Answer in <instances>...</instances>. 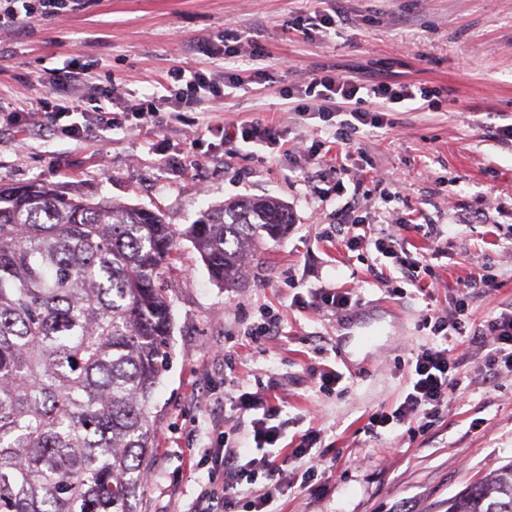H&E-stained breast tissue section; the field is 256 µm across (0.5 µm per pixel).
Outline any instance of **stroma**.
I'll return each mask as SVG.
<instances>
[{"mask_svg": "<svg viewBox=\"0 0 512 512\" xmlns=\"http://www.w3.org/2000/svg\"><path fill=\"white\" fill-rule=\"evenodd\" d=\"M336 8L344 23L312 28L315 11ZM219 35L242 53L201 51ZM325 65L431 95L415 108L372 99L368 108L384 127L342 133L304 110L305 87ZM177 66L237 76L244 86L172 115L167 126L113 130L106 145L93 131L73 141L0 129V185L40 181L154 210L178 228L239 198L271 197L290 212L287 235L268 242L236 288L213 283L189 242L175 250L165 273L171 358L150 418L152 480L133 512H185L207 483L197 451L215 418L229 426L237 417L224 402L228 352L240 380L273 386L284 398L287 436L321 432L322 468L306 480L305 462L290 464L279 512H446L450 497L512 463V372L489 369L486 349L472 340L512 310V141L492 133L512 124V0H80L59 20L28 19L0 35V108L57 102L48 73L83 68L116 91L87 110L119 112L125 84L139 98L155 95ZM258 114L285 139L346 156L349 176L271 148L243 159L206 129L220 123L231 132ZM340 209L370 226L371 243L351 251L340 237L325 238ZM427 224L433 237L424 234ZM395 230L418 251L432 250L435 275L425 290L378 258L374 239ZM487 271L494 287H463L469 274ZM323 288L354 292L362 309L384 301L397 310L380 347L352 369L340 360L336 317L314 308ZM460 299L468 303L465 333L448 340L461 378L455 401L425 431L368 433L369 416L400 402L409 363L433 340L423 316ZM265 312L279 318L282 336L244 341V329ZM314 367L344 378L324 391Z\"/></svg>", "mask_w": 512, "mask_h": 512, "instance_id": "35a3bbf8", "label": "stroma"}]
</instances>
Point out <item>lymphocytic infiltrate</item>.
Returning a JSON list of instances; mask_svg holds the SVG:
<instances>
[{
	"label": "lymphocytic infiltrate",
	"mask_w": 512,
	"mask_h": 512,
	"mask_svg": "<svg viewBox=\"0 0 512 512\" xmlns=\"http://www.w3.org/2000/svg\"><path fill=\"white\" fill-rule=\"evenodd\" d=\"M70 8L71 0H7L6 7L0 11V27L16 25L33 16L51 20ZM47 82L54 89H71V96L55 106L43 99L27 112H1L0 121L10 126H50L75 141L93 128L101 140H109L113 127L119 125L120 120L116 117L100 120L83 111L79 93L89 84L87 72L54 73ZM166 83L165 94L139 103L133 114L136 127L166 125L167 111L193 110L216 93L214 79L200 70L172 69L167 74ZM304 94L315 98V110L319 115L339 118L343 128L354 132L363 126L379 128L383 125L382 119L366 108L368 98H381L392 104L417 99L412 85L395 86L384 81L369 84L359 79L338 77L327 67L311 78ZM375 248L405 269L410 282H419L421 276L433 273L425 255L412 254L402 238L384 235L376 239ZM485 334L491 345L489 365H501L512 371V310L489 321ZM409 367L410 387L403 401L392 410L374 412L366 425L368 432L412 425L425 430L439 416L460 384L457 366L451 361L447 347L442 345H422ZM224 385L230 398L249 415L251 434L260 454L248 457L246 449L239 444L237 430L225 427L223 420H215L212 425L216 436L214 444L198 451L200 462L208 467L210 476L186 512H234L242 502L251 512H270L276 498L288 485L286 467L289 461L305 459L312 466H319L321 457L315 447L320 434L315 429H307L292 441L290 447H283L285 424L279 419L281 410L274 405L272 394L261 387L253 391L245 389L232 375L225 377Z\"/></svg>",
	"instance_id": "f902f5d3"
}]
</instances>
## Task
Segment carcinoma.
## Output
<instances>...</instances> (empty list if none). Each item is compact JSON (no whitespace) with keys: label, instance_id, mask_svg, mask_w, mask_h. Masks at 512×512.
<instances>
[{"label":"carcinoma","instance_id":"obj_1","mask_svg":"<svg viewBox=\"0 0 512 512\" xmlns=\"http://www.w3.org/2000/svg\"><path fill=\"white\" fill-rule=\"evenodd\" d=\"M290 223L267 199L175 228L42 184L0 189V512H131L171 357L163 273L178 241L233 288ZM448 512H512V464L449 498Z\"/></svg>","mask_w":512,"mask_h":512}]
</instances>
